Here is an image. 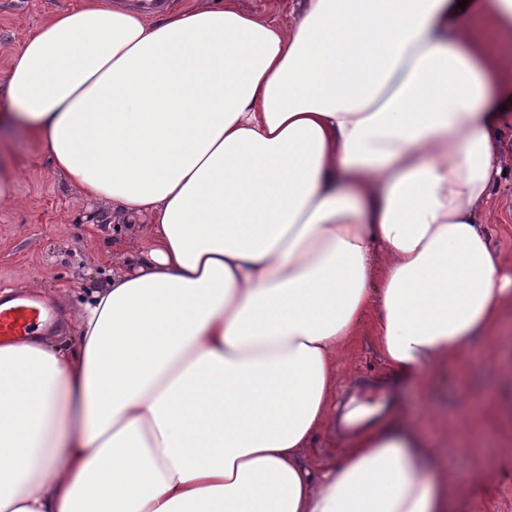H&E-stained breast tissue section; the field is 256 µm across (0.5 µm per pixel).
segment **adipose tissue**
<instances>
[{
	"mask_svg": "<svg viewBox=\"0 0 512 512\" xmlns=\"http://www.w3.org/2000/svg\"><path fill=\"white\" fill-rule=\"evenodd\" d=\"M510 118L512 0L55 13L0 128L154 236L73 346L0 345V512H449L402 414L307 450L368 312L403 377L503 333L481 214ZM239 4L246 11L263 14L278 23L288 24L298 17L296 1L292 0H240ZM292 6L295 13L291 11Z\"/></svg>",
	"mask_w": 512,
	"mask_h": 512,
	"instance_id": "adipose-tissue-1",
	"label": "adipose tissue"
}]
</instances>
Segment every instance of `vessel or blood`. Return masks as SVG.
Returning a JSON list of instances; mask_svg holds the SVG:
<instances>
[{
  "label": "vessel or blood",
  "mask_w": 512,
  "mask_h": 512,
  "mask_svg": "<svg viewBox=\"0 0 512 512\" xmlns=\"http://www.w3.org/2000/svg\"><path fill=\"white\" fill-rule=\"evenodd\" d=\"M57 323L53 308L37 296L22 292L0 296V343L26 341Z\"/></svg>",
  "instance_id": "vessel-or-blood-1"
}]
</instances>
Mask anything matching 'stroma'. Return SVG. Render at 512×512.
Returning a JSON list of instances; mask_svg holds the SVG:
<instances>
[{
  "label": "stroma",
  "mask_w": 512,
  "mask_h": 512,
  "mask_svg": "<svg viewBox=\"0 0 512 512\" xmlns=\"http://www.w3.org/2000/svg\"><path fill=\"white\" fill-rule=\"evenodd\" d=\"M78 0H0V82L22 43L54 13ZM500 145L506 172L487 207L488 238L512 267V124ZM0 150L18 175L12 197L0 199V290L27 288L45 295L63 314L56 340L71 336L79 302L100 288L111 270L134 262L151 227L128 223L113 208L84 199L53 166L34 138L0 137ZM365 317L358 339L338 365L336 396L346 413V387L371 375L388 383L392 408L426 438L448 441L442 461L454 512H512V335L470 347L460 368L432 367L426 389L393 384Z\"/></svg>",
  "instance_id": "obj_1"
}]
</instances>
